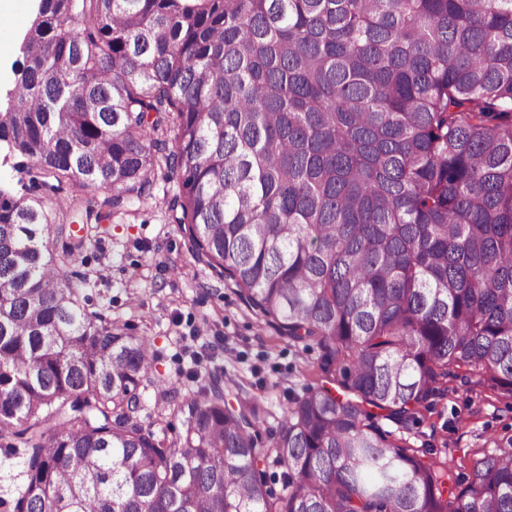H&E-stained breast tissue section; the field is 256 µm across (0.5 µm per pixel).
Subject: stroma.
Segmentation results:
<instances>
[{
    "instance_id": "1",
    "label": "stroma",
    "mask_w": 512,
    "mask_h": 512,
    "mask_svg": "<svg viewBox=\"0 0 512 512\" xmlns=\"http://www.w3.org/2000/svg\"><path fill=\"white\" fill-rule=\"evenodd\" d=\"M175 188L157 182L136 216H114L92 230L79 261L68 266L82 282L79 301L148 337L156 375L179 391L195 389L190 372L217 373L228 399L258 400L265 409L261 436L271 441L289 395L321 382V352L282 337L231 279L196 262L179 225L166 221L163 198ZM376 423L391 439L433 450L464 482L476 460L494 453L496 440L512 436V399L459 370L404 423L382 416Z\"/></svg>"
}]
</instances>
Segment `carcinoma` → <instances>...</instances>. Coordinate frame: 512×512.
<instances>
[{
    "instance_id": "obj_1",
    "label": "carcinoma",
    "mask_w": 512,
    "mask_h": 512,
    "mask_svg": "<svg viewBox=\"0 0 512 512\" xmlns=\"http://www.w3.org/2000/svg\"><path fill=\"white\" fill-rule=\"evenodd\" d=\"M15 51L0 441L25 482L3 512H512V437L462 483L372 413L407 420L459 369L512 398V0H39ZM159 179L193 257L321 352L268 446L259 403L217 374L180 396L59 264L76 217ZM148 387L177 441L142 425Z\"/></svg>"
}]
</instances>
